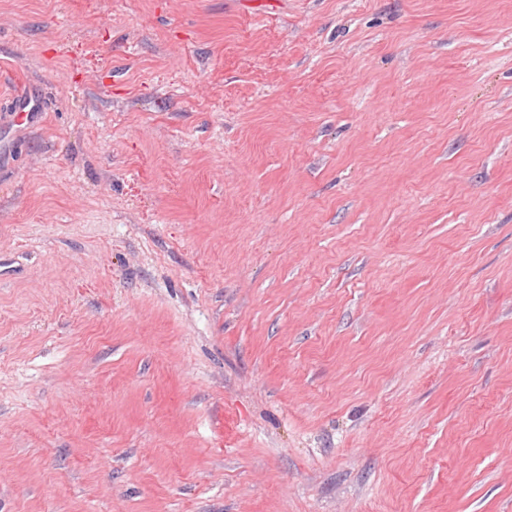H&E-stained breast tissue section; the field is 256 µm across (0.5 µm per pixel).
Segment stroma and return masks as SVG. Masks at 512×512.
<instances>
[{"mask_svg": "<svg viewBox=\"0 0 512 512\" xmlns=\"http://www.w3.org/2000/svg\"><path fill=\"white\" fill-rule=\"evenodd\" d=\"M2 259L0 512H512V0H0Z\"/></svg>", "mask_w": 512, "mask_h": 512, "instance_id": "stroma-1", "label": "stroma"}]
</instances>
